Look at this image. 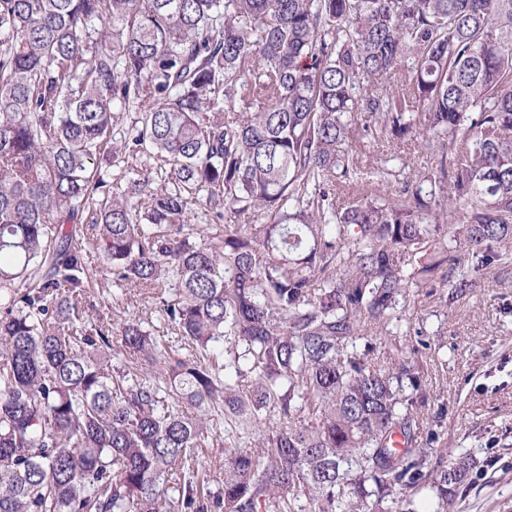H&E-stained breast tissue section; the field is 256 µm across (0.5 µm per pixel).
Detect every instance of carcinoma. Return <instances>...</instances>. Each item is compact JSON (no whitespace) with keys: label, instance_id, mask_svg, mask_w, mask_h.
Wrapping results in <instances>:
<instances>
[{"label":"carcinoma","instance_id":"1","mask_svg":"<svg viewBox=\"0 0 512 512\" xmlns=\"http://www.w3.org/2000/svg\"><path fill=\"white\" fill-rule=\"evenodd\" d=\"M377 135L434 168L337 206ZM506 241L512 0H0V512H451L422 369L348 345ZM93 248L206 362L85 321ZM210 418H218L222 422L221 428L217 426V440L213 437V443L201 448L199 459V477L204 478L208 482V486L213 489H218L224 480V448H257L256 435L246 434L244 438L239 441V444L232 441V445L225 444L224 442V413L220 411L212 413ZM215 414V416H214ZM218 414V415H217ZM237 446V447H236Z\"/></svg>","mask_w":512,"mask_h":512}]
</instances>
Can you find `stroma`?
I'll use <instances>...</instances> for the list:
<instances>
[{
    "mask_svg": "<svg viewBox=\"0 0 512 512\" xmlns=\"http://www.w3.org/2000/svg\"><path fill=\"white\" fill-rule=\"evenodd\" d=\"M359 159L389 161L395 191L432 168L425 152L384 140L362 147ZM499 250L501 261L481 270L477 287L419 292L407 301L402 322L368 326L349 346L360 354L373 344L375 360L395 350L423 368L431 397L421 419L441 416V447L470 451L477 461L457 512H512V243ZM93 275L89 318H136L153 336L174 337L138 289L113 285L102 257H95Z\"/></svg>",
    "mask_w": 512,
    "mask_h": 512,
    "instance_id": "35a3bbf8",
    "label": "stroma"
}]
</instances>
